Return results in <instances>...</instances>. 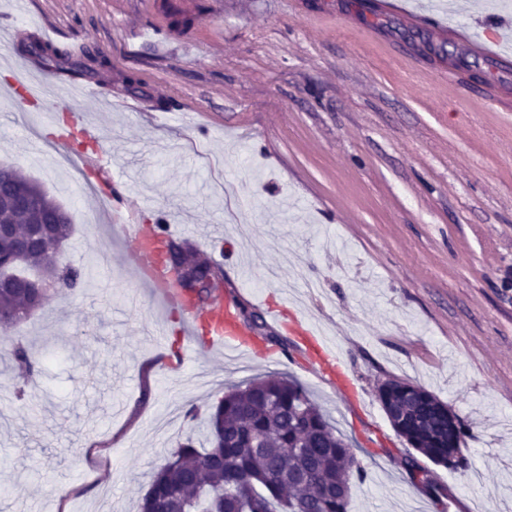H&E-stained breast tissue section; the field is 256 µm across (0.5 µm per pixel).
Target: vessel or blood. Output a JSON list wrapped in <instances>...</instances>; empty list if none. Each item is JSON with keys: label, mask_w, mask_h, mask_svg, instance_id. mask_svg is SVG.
I'll return each mask as SVG.
<instances>
[{"label": "vessel or blood", "mask_w": 512, "mask_h": 512, "mask_svg": "<svg viewBox=\"0 0 512 512\" xmlns=\"http://www.w3.org/2000/svg\"><path fill=\"white\" fill-rule=\"evenodd\" d=\"M369 13L373 16L397 13L411 23L419 19L416 12L404 9L401 0H371ZM431 29L438 37L462 42L471 53L495 60L502 68L512 67V52L502 47L499 38L495 37L493 32L474 36L468 30L441 22L433 23ZM14 69L18 77L6 92V103L23 101L28 103L33 111H42L47 99L48 79L40 77L38 68L26 61L17 62ZM113 209L120 214V222L126 236L134 244L129 256L136 273L153 287L159 288L163 297L175 296L176 285L171 272L156 248L157 241L170 233V216L161 215L155 224L137 223L134 210L129 208L125 196L119 193L113 196ZM236 305L237 295L232 292L228 294L225 302L216 304L207 313L189 312L190 323L206 331L207 349L222 348L234 353L257 350V342L248 330L241 326L237 318ZM297 333L312 357L315 371L334 383L337 391L348 393L353 384L338 351L321 338L319 330L313 325L298 327Z\"/></svg>", "instance_id": "obj_1"}]
</instances>
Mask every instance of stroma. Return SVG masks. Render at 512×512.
Returning a JSON list of instances; mask_svg holds the SVG:
<instances>
[{
    "instance_id": "1",
    "label": "stroma",
    "mask_w": 512,
    "mask_h": 512,
    "mask_svg": "<svg viewBox=\"0 0 512 512\" xmlns=\"http://www.w3.org/2000/svg\"><path fill=\"white\" fill-rule=\"evenodd\" d=\"M15 2L0 0L12 33L0 90L15 79L1 58L35 43L33 21L58 47L106 55L112 82L55 76L74 94L50 124L0 110V163L72 216L59 262L83 272L79 288L0 328V348L22 343L37 361L31 379L0 374V512H137L161 456L202 428L185 409L273 373L301 381L361 461L349 512H396L401 496L424 512H512V68L424 24L361 14L358 0ZM404 2L443 13L437 0ZM446 16L473 32L498 23L512 47V11L490 0ZM132 97L145 113L119 106ZM105 147L111 181L81 169L92 195L52 161ZM115 184L141 223L176 215L173 235L224 271L217 298L315 320L358 409L273 322L265 335L288 343L278 360L187 351L186 314L124 260ZM389 379L423 386L469 428L464 471L419 460L442 501L410 482L412 449L375 397Z\"/></svg>"
}]
</instances>
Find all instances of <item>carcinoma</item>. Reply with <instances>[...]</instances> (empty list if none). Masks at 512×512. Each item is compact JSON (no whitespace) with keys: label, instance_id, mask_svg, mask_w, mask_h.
I'll use <instances>...</instances> for the list:
<instances>
[{"label":"carcinoma","instance_id":"carcinoma-1","mask_svg":"<svg viewBox=\"0 0 512 512\" xmlns=\"http://www.w3.org/2000/svg\"><path fill=\"white\" fill-rule=\"evenodd\" d=\"M31 51L71 77L90 78L111 66L97 52H84L75 60L70 51L51 45H35ZM0 181L20 192L36 190L60 209L13 166L0 165ZM0 220L15 224L19 236L29 232L25 214L3 197ZM162 246L176 250L201 276L219 278L220 270L200 260L190 242L168 237ZM53 256L46 248L17 253L13 241L0 240V312L25 316L49 287L77 285L81 271H57ZM6 355L9 368L33 371L21 344L11 345ZM376 397L393 430L412 448L451 471L460 468L466 428L447 404L423 387L397 379L379 384ZM204 414L208 447L196 448L190 436L178 443L153 472L140 512H348L364 468L301 382L288 376L253 379L231 387ZM406 466L414 485L440 495L441 488L416 458H408Z\"/></svg>","mask_w":512,"mask_h":512}]
</instances>
